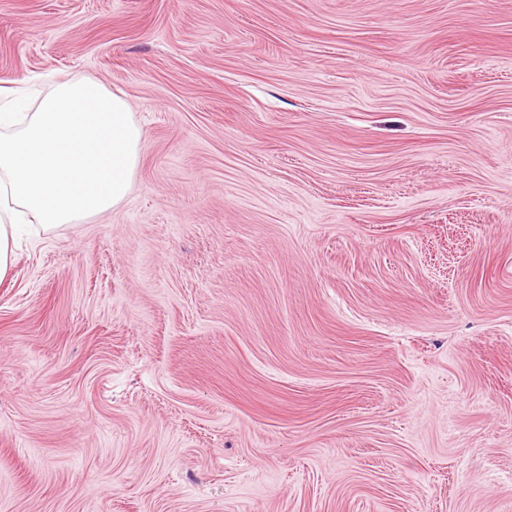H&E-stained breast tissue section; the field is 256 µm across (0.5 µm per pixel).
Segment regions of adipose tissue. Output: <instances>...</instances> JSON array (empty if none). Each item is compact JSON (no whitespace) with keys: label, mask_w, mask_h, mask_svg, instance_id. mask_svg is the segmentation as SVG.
I'll return each instance as SVG.
<instances>
[{"label":"adipose tissue","mask_w":512,"mask_h":512,"mask_svg":"<svg viewBox=\"0 0 512 512\" xmlns=\"http://www.w3.org/2000/svg\"><path fill=\"white\" fill-rule=\"evenodd\" d=\"M127 102L89 79L60 83L37 112L0 109V281L28 224H77L119 206L141 159Z\"/></svg>","instance_id":"1"}]
</instances>
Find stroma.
<instances>
[{"label":"stroma","mask_w":512,"mask_h":512,"mask_svg":"<svg viewBox=\"0 0 512 512\" xmlns=\"http://www.w3.org/2000/svg\"><path fill=\"white\" fill-rule=\"evenodd\" d=\"M143 131L0 282V512H512V0H0V86Z\"/></svg>","instance_id":"obj_1"}]
</instances>
